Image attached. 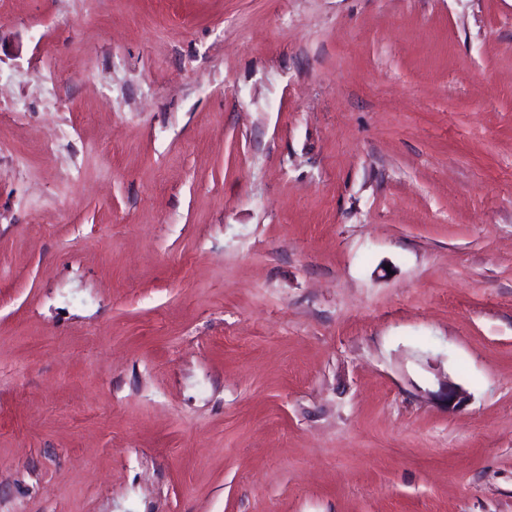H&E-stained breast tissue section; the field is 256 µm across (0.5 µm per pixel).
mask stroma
Returning <instances> with one entry per match:
<instances>
[{"mask_svg":"<svg viewBox=\"0 0 512 512\" xmlns=\"http://www.w3.org/2000/svg\"><path fill=\"white\" fill-rule=\"evenodd\" d=\"M0 94V512H512V0H0ZM441 385V391L435 397L447 407L448 412L459 410L465 406L468 396L459 386L448 380Z\"/></svg>","mask_w":512,"mask_h":512,"instance_id":"35a3bbf8","label":"stroma"}]
</instances>
